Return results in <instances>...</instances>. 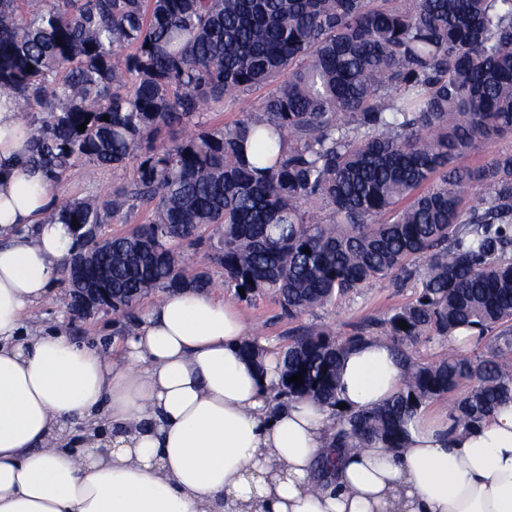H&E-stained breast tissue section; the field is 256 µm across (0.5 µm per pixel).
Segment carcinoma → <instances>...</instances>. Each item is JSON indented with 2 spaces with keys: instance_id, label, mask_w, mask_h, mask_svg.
<instances>
[{
  "instance_id": "cac0c4a2",
  "label": "carcinoma",
  "mask_w": 512,
  "mask_h": 512,
  "mask_svg": "<svg viewBox=\"0 0 512 512\" xmlns=\"http://www.w3.org/2000/svg\"><path fill=\"white\" fill-rule=\"evenodd\" d=\"M122 47L134 53L120 60ZM3 84L35 105L29 162L52 181L136 158L127 185L60 206L73 249L77 226L100 232L151 206L84 272L112 289L113 314L153 290L212 288L208 271H186L212 229L224 282L246 301L273 295L290 319L373 281H413L382 322L404 387L342 414L336 451L403 447L407 418L463 381L452 412L468 426L512 401V152L466 163L512 135V0H0ZM260 88L235 124L199 121ZM463 329L493 333L486 352L412 353ZM364 341L297 336L279 352L282 394L337 409L341 360ZM149 207L142 205L132 214L116 215L108 224V230L113 234L127 232L133 228L135 224H142L147 220Z\"/></svg>"
}]
</instances>
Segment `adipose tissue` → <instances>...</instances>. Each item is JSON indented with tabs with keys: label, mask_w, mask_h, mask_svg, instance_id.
<instances>
[{
	"label": "adipose tissue",
	"mask_w": 512,
	"mask_h": 512,
	"mask_svg": "<svg viewBox=\"0 0 512 512\" xmlns=\"http://www.w3.org/2000/svg\"><path fill=\"white\" fill-rule=\"evenodd\" d=\"M17 103L0 86V512H512V403L476 428L419 409L403 448L347 452L328 485L335 411L279 398L276 358L243 355L234 304L168 291L110 360L29 327L71 237L46 221L57 199ZM402 383L370 339L343 358L338 398L368 411Z\"/></svg>",
	"instance_id": "ef3b65f1"
}]
</instances>
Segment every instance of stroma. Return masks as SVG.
Masks as SVG:
<instances>
[{
  "instance_id": "1",
  "label": "stroma",
  "mask_w": 512,
  "mask_h": 512,
  "mask_svg": "<svg viewBox=\"0 0 512 512\" xmlns=\"http://www.w3.org/2000/svg\"><path fill=\"white\" fill-rule=\"evenodd\" d=\"M130 173L127 167H106L91 177L87 175L85 167L79 165L56 183L55 191L62 200L100 196L126 184ZM215 244V238L211 237L190 248L189 269L208 270L216 283L215 295L238 301L252 334L266 339L274 352L287 346L289 336L299 328L323 332L337 340H345L356 334L370 338L383 336V318L390 310L405 305L414 297L412 286L398 288L390 281L383 280L366 285L357 294L338 298L333 304L309 315L291 320L282 314L272 297L263 296L250 302L238 300L235 289L225 285L221 267L212 261ZM67 301V288L59 283L54 284L45 300L29 312L28 323L59 327L78 346L96 350L106 357L118 351L124 336L118 333L112 314L102 312L86 320L74 321L67 313Z\"/></svg>"
}]
</instances>
